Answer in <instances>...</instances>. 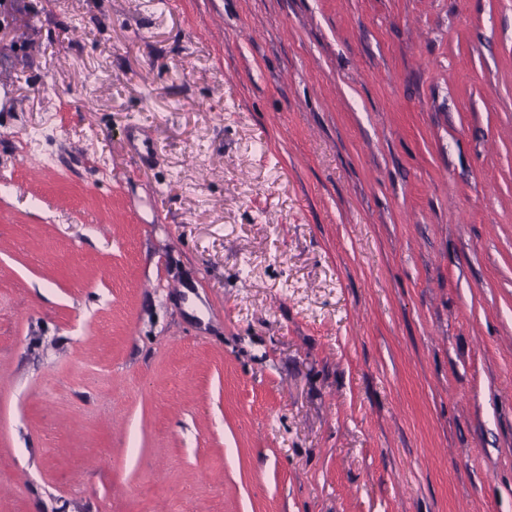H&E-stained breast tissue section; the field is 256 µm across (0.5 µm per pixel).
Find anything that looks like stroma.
Returning a JSON list of instances; mask_svg holds the SVG:
<instances>
[{
  "label": "stroma",
  "mask_w": 512,
  "mask_h": 512,
  "mask_svg": "<svg viewBox=\"0 0 512 512\" xmlns=\"http://www.w3.org/2000/svg\"><path fill=\"white\" fill-rule=\"evenodd\" d=\"M0 512H512V0H0ZM126 144L129 157L141 166L152 164L158 158V148L153 137L136 126L127 131Z\"/></svg>",
  "instance_id": "obj_1"
}]
</instances>
